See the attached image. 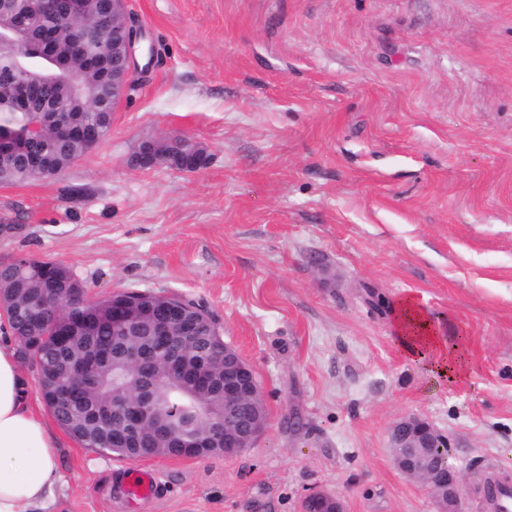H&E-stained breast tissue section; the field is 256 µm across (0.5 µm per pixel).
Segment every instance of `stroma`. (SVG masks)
<instances>
[{"label":"stroma","instance_id":"stroma-1","mask_svg":"<svg viewBox=\"0 0 512 512\" xmlns=\"http://www.w3.org/2000/svg\"><path fill=\"white\" fill-rule=\"evenodd\" d=\"M135 89L60 176L0 186V258L67 266L89 295L176 296L255 371L263 434L232 458L153 459L138 512H437L390 425L448 437L468 512L512 477V0H127ZM209 161L132 168L141 140ZM415 296L459 344L461 382L400 353ZM297 412L302 430L288 427ZM53 512H118L136 468L60 434ZM328 501L336 503L334 511L328 512H344V505L341 498L337 495L322 491L314 490L305 496L302 501V512H320L321 505Z\"/></svg>","mask_w":512,"mask_h":512}]
</instances>
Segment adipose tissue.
Listing matches in <instances>:
<instances>
[{
    "mask_svg": "<svg viewBox=\"0 0 512 512\" xmlns=\"http://www.w3.org/2000/svg\"><path fill=\"white\" fill-rule=\"evenodd\" d=\"M392 324L402 353L433 380L466 378L462 350L412 296L396 301ZM56 448L54 433L27 400L14 349L0 344V512H48L60 481Z\"/></svg>",
    "mask_w": 512,
    "mask_h": 512,
    "instance_id": "obj_1",
    "label": "adipose tissue"
}]
</instances>
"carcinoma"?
Masks as SVG:
<instances>
[{
	"instance_id": "1",
	"label": "carcinoma",
	"mask_w": 512,
	"mask_h": 512,
	"mask_svg": "<svg viewBox=\"0 0 512 512\" xmlns=\"http://www.w3.org/2000/svg\"><path fill=\"white\" fill-rule=\"evenodd\" d=\"M18 12H0V135L22 138L41 117V104L47 97L63 101L54 124L43 128L36 137V148L50 166L48 177L65 171L76 159L99 146L112 129L110 112V80L86 68L84 60L101 51L99 42H75V38L95 17L103 14L111 0H91V12L75 20L71 30L61 28L56 12L39 17L38 26L46 36L51 53L42 54L21 46V28L14 19L22 0H13ZM167 150H192L203 155L206 148L190 138L161 140ZM37 179L19 154L4 157L0 152V184L20 185ZM70 269L52 261H40L23 268L13 260L0 261V289L20 288L13 296L16 307L41 322L36 335L44 337L40 349L33 352L38 370L50 362L56 335L66 328L69 320L83 312L76 307L71 312L50 314L48 303L35 308L28 305L33 294L41 293L52 278L63 279ZM101 322L100 340L116 350L109 363L94 366L96 388L87 396L86 407L94 409L106 402L117 403L130 398L147 375L156 387L155 412L170 429L185 439L205 436L209 419L224 413V395L201 387L199 378L219 377L222 364L206 355L200 341L184 342L178 360L170 357L167 345L141 331L116 335L112 331V297L97 303ZM117 424L92 423L84 438L77 443L84 448L117 459L123 452L114 447L111 435Z\"/></svg>"
}]
</instances>
